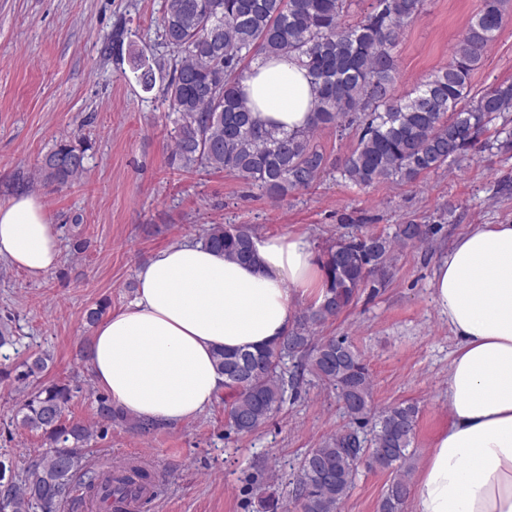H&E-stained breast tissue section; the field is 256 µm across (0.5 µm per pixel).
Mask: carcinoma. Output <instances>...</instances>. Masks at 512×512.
<instances>
[{"instance_id": "1", "label": "carcinoma", "mask_w": 512, "mask_h": 512, "mask_svg": "<svg viewBox=\"0 0 512 512\" xmlns=\"http://www.w3.org/2000/svg\"><path fill=\"white\" fill-rule=\"evenodd\" d=\"M351 2L164 0L161 38L169 56H148L135 48L124 21L114 26L108 49L142 91L157 88L168 103L171 164L177 170L225 171L276 199L313 187L330 169L359 187L413 182L467 156L493 120L512 112L511 81L467 102L471 72L503 27L504 0H482L448 65L403 99L393 95L394 48L400 33L422 14L425 0H375L371 11L354 22L349 20ZM283 53L301 59L314 90L309 125L292 132L254 116L240 89L252 61ZM326 127L356 131V144L344 156L330 158L313 140V133ZM84 160V152L60 143L44 156L40 173L49 183L70 185L85 172ZM434 232L432 224L409 223L392 236L336 237L318 256L325 276L319 305L300 315L272 346L216 353L228 390L224 410L235 433L258 430L307 374L336 392L354 423L302 457L295 487L301 512H338L363 461L395 472L379 512H402L419 407L403 401L375 415L372 380L360 351L344 336L318 340L314 330L350 306L361 289L385 285L398 245L422 244ZM256 234L252 224H211L202 242L227 259L250 260ZM286 358L294 360L289 372L281 367ZM49 361L46 353L28 356L15 368V380L23 384L41 376ZM72 397L67 383L44 384L19 406V427L47 435L51 448L31 462L19 485L6 477L9 467L0 461L4 512H54L58 502L70 498L76 478L109 506L114 498H126L135 481L152 480L145 468L129 475L95 469L80 450L116 422L142 434L158 424L129 417L107 395L97 398V423L70 420L65 411ZM371 422L368 438L364 428Z\"/></svg>"}]
</instances>
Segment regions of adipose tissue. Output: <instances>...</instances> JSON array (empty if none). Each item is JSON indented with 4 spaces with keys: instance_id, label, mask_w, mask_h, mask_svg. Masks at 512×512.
<instances>
[{
    "instance_id": "adipose-tissue-1",
    "label": "adipose tissue",
    "mask_w": 512,
    "mask_h": 512,
    "mask_svg": "<svg viewBox=\"0 0 512 512\" xmlns=\"http://www.w3.org/2000/svg\"><path fill=\"white\" fill-rule=\"evenodd\" d=\"M240 88L257 117L303 127L314 99L293 57H263ZM255 259L233 261L184 239L136 271L131 304L95 329L94 382L130 416L177 425L224 393L217 351L255 350L291 329L297 297L321 303L325 278L303 234H260ZM0 258L39 279L61 260L60 234L36 194L0 200ZM456 348L448 369L449 421L414 479L413 512H512V224L458 235L431 283Z\"/></svg>"
}]
</instances>
